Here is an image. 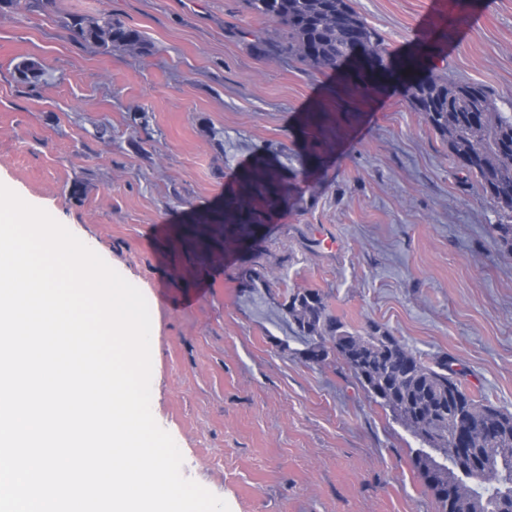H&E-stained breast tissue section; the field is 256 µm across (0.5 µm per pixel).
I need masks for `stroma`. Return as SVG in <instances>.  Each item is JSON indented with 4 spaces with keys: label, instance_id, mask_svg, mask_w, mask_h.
Returning <instances> with one entry per match:
<instances>
[{
    "label": "stroma",
    "instance_id": "35a3bbf8",
    "mask_svg": "<svg viewBox=\"0 0 512 512\" xmlns=\"http://www.w3.org/2000/svg\"><path fill=\"white\" fill-rule=\"evenodd\" d=\"M349 4L386 61L428 49L449 81L512 107V0ZM103 9L147 50L74 41L68 18ZM287 42L246 0L0 7V183L143 293L151 411L185 478L231 512H437L414 438L337 355L301 358L281 305L318 290L351 328L452 359L476 399L512 412V254L404 82L315 71ZM29 58L47 68L34 91L17 71ZM261 161L290 194L258 229L267 252L246 288L254 259L224 235V197Z\"/></svg>",
    "mask_w": 512,
    "mask_h": 512
}]
</instances>
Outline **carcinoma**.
I'll return each instance as SVG.
<instances>
[{
    "label": "carcinoma",
    "instance_id": "1",
    "mask_svg": "<svg viewBox=\"0 0 512 512\" xmlns=\"http://www.w3.org/2000/svg\"><path fill=\"white\" fill-rule=\"evenodd\" d=\"M250 10L288 29V50L320 71H335L347 53L363 46L384 51L381 34L349 0H247ZM71 36L106 50L140 52L143 35L108 10L77 15ZM418 58L381 63L369 79L395 77L407 83L413 109L440 136L460 167L474 175L499 215L492 225L496 243L512 253V112L500 111L481 84L449 83L430 72L412 78ZM22 80L35 87L44 73L33 59L18 65ZM245 195L230 199L224 223L247 229L264 224L287 188L264 170L250 172ZM302 358L324 362L335 353L371 400L389 410L419 442L413 466L434 497L438 512H512V413L476 400L448 359L425 362L392 332L373 324L351 328L331 314L319 291L297 290L282 304Z\"/></svg>",
    "mask_w": 512,
    "mask_h": 512
}]
</instances>
